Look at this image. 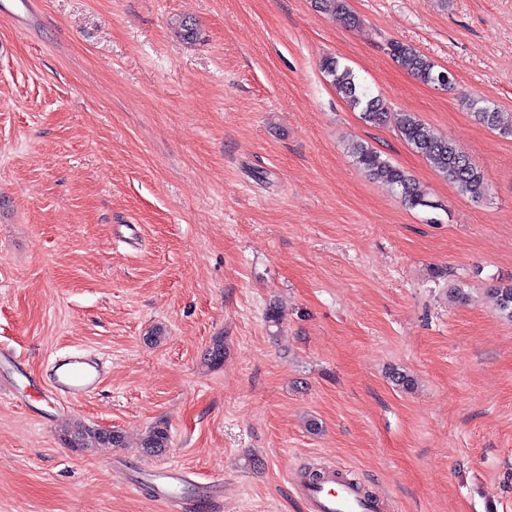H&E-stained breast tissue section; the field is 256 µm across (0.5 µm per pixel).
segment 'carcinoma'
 <instances>
[{
  "mask_svg": "<svg viewBox=\"0 0 512 512\" xmlns=\"http://www.w3.org/2000/svg\"><path fill=\"white\" fill-rule=\"evenodd\" d=\"M321 12L340 16L348 26L359 23V17L353 14L346 0H317ZM388 54L404 70L424 84L443 85L447 89L453 83V76L444 71L420 51L401 41L387 44ZM321 69L349 106L360 112L361 118L371 125H384L393 120L404 142L420 154L433 166L435 171L454 185L463 195L473 199L484 196L486 182L482 171L475 166L457 144L433 133L430 127L411 114H395L378 96L372 95L363 86L353 69L342 64L336 57H326ZM471 115L478 123L496 130L503 137H512V120L504 119L503 113L489 104L488 100L478 97L467 104ZM351 153L357 165L370 177L381 181L401 196L412 208H436L422 191L419 184L405 170L393 164L374 147L356 142ZM499 311L512 317V281L501 282L492 288ZM63 440L70 448H94L98 445L113 447L125 446L124 436L117 430L95 429L76 425L65 433ZM140 447L150 453H161L169 447L168 428L156 425L141 440Z\"/></svg>",
  "mask_w": 512,
  "mask_h": 512,
  "instance_id": "1",
  "label": "carcinoma"
}]
</instances>
